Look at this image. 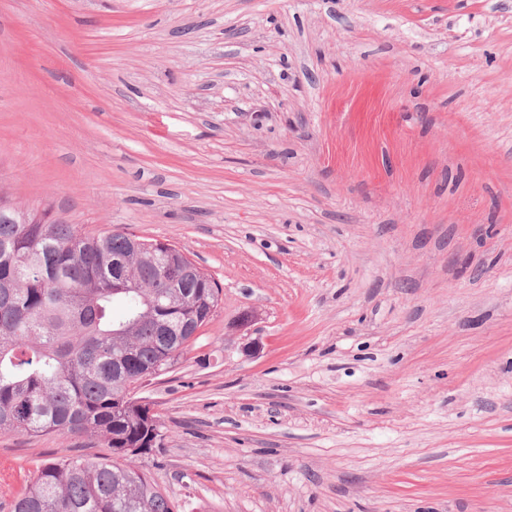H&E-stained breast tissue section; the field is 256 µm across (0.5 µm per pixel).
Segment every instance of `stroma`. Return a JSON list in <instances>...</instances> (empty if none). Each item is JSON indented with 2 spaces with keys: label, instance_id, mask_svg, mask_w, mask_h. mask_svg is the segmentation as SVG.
I'll use <instances>...</instances> for the list:
<instances>
[{
  "label": "stroma",
  "instance_id": "35a3bbf8",
  "mask_svg": "<svg viewBox=\"0 0 512 512\" xmlns=\"http://www.w3.org/2000/svg\"><path fill=\"white\" fill-rule=\"evenodd\" d=\"M0 192L219 284L137 391L180 512H512V0H0Z\"/></svg>",
  "mask_w": 512,
  "mask_h": 512
}]
</instances>
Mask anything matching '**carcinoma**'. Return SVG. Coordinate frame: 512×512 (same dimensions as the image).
Returning <instances> with one entry per match:
<instances>
[{"instance_id":"carcinoma-1","label":"carcinoma","mask_w":512,"mask_h":512,"mask_svg":"<svg viewBox=\"0 0 512 512\" xmlns=\"http://www.w3.org/2000/svg\"><path fill=\"white\" fill-rule=\"evenodd\" d=\"M185 263L174 247L136 253L124 231L37 220L0 193V434L90 436L107 450L36 466L10 512H175L123 461L164 439L129 385L166 370L218 307L203 272L164 287Z\"/></svg>"}]
</instances>
